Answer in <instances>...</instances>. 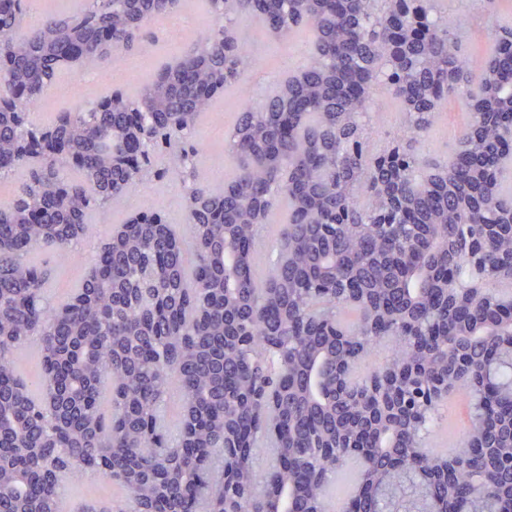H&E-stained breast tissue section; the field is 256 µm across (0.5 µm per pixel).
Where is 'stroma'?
Listing matches in <instances>:
<instances>
[{
    "label": "stroma",
    "instance_id": "1",
    "mask_svg": "<svg viewBox=\"0 0 512 512\" xmlns=\"http://www.w3.org/2000/svg\"><path fill=\"white\" fill-rule=\"evenodd\" d=\"M181 11L190 18V29L176 36L163 27H155L156 42L151 51L130 53L131 67L120 71L116 80L83 88L75 97L59 94L54 88L50 89L40 107L31 113L33 123H49L54 113L72 108L80 99L94 100L115 89L128 93L135 92L148 74L157 70L170 56L192 42L195 30L202 27L205 21L202 0H184ZM250 36L255 53L263 60L267 81L248 85L243 92L233 88L219 95L212 111L203 115L199 124L198 136L207 147L198 161L199 177L214 191L223 189L224 181L231 172L230 164L224 161V144L241 109L243 96H250L256 102L261 101L271 81L296 70L304 63L308 54V45L301 39L290 43L274 42L255 26L251 27ZM465 116L464 107L456 99H449L436 129L430 138L419 145V156L426 159L450 157L455 148L456 128L464 122ZM148 210L161 211L168 223L173 225L176 233L187 234L183 192L179 184L173 180L153 181L132 189L112 202L105 213L94 214L92 222L99 225L101 233L106 234L129 215ZM93 253L94 248L89 243L85 244L78 254L63 258L45 252L38 253V260L47 263L52 270L46 289L53 303L66 301L80 288ZM91 499L103 500L116 507L125 502L124 495L119 493L116 485L97 479L91 474L66 484V512H80L84 504Z\"/></svg>",
    "mask_w": 512,
    "mask_h": 512
}]
</instances>
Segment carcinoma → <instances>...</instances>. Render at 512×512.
I'll return each mask as SVG.
<instances>
[{
	"mask_svg": "<svg viewBox=\"0 0 512 512\" xmlns=\"http://www.w3.org/2000/svg\"><path fill=\"white\" fill-rule=\"evenodd\" d=\"M29 0H0V43L31 105L77 53L112 62L154 45L150 22L182 0H82L23 31ZM204 0L189 50L112 107L111 95L58 112L54 141L22 153L23 118L0 112V512H64L63 480L97 473L123 488L125 512H512V362L466 336L448 253L436 242L491 240L488 293L512 287V27L502 0H482L492 34L478 72L464 58V21L439 0ZM273 41L304 34L294 74L244 103L225 142L233 173L221 192L199 181L201 116L261 67L243 27ZM401 104L398 136L377 146L373 95ZM468 109L446 161L417 144L448 97ZM161 127L177 150L125 137ZM126 153L146 160L137 175ZM176 179L194 265L158 211L95 250L67 302L45 293L35 250L72 255L106 209L96 190ZM394 188L380 202L375 183ZM285 207L275 260L257 273V242ZM396 224L418 244L401 248ZM39 345L36 395L16 352ZM179 420L165 411L172 390ZM470 412L447 448L425 447L444 407ZM271 464L256 465L261 448ZM62 460L47 473L39 452ZM356 462L355 491L333 502Z\"/></svg>",
	"mask_w": 512,
	"mask_h": 512,
	"instance_id": "cac0c4a2",
	"label": "carcinoma"
}]
</instances>
